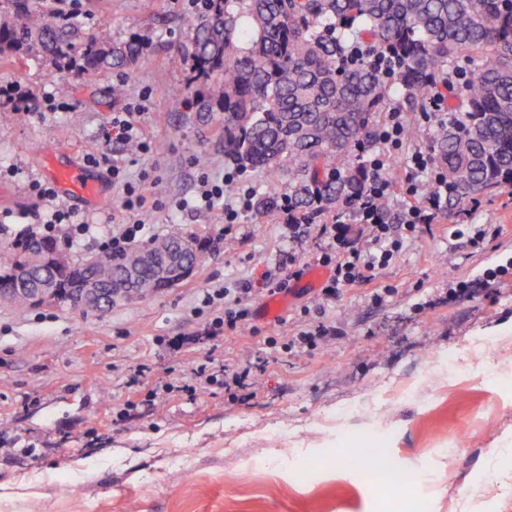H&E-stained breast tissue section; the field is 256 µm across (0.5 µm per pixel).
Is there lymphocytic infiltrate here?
Returning <instances> with one entry per match:
<instances>
[{"instance_id":"1","label":"lymphocytic infiltrate","mask_w":512,"mask_h":512,"mask_svg":"<svg viewBox=\"0 0 512 512\" xmlns=\"http://www.w3.org/2000/svg\"><path fill=\"white\" fill-rule=\"evenodd\" d=\"M411 172L405 193L408 197L403 211V223L390 224L381 208L384 200L390 199L394 186L383 173V157L371 156L366 164L371 174L368 188L360 198L356 212L360 218L363 240L350 244L341 234H330L321 254V266L330 270V275L321 288L323 297H335L337 289L345 285H366L372 282L376 268L389 264L398 253L406 238L414 236L417 227L432 223L436 214L448 200V182L435 166L431 156L415 152L406 159ZM238 168L225 169L221 180H202L192 206L193 211H212L222 206L225 223H234L239 214L253 207V190L237 188ZM114 180L122 181L124 199L123 211L128 217L120 224L118 231L106 236L101 249L122 252L131 248L144 229L142 214L148 210L153 198L155 183L148 177H140L138 183L123 182L120 170H113ZM235 189L233 200H225V189Z\"/></svg>"}]
</instances>
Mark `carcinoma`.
Returning a JSON list of instances; mask_svg holds the SVG:
<instances>
[{
  "mask_svg": "<svg viewBox=\"0 0 512 512\" xmlns=\"http://www.w3.org/2000/svg\"><path fill=\"white\" fill-rule=\"evenodd\" d=\"M47 0H0V63L34 58L96 76L147 62L140 37L85 35ZM187 25L185 103L224 114V157L269 176L288 173V205L311 222L353 208L370 173L350 162L377 143L390 97L355 41L394 56L407 111L424 112L443 83L450 119L433 136L448 208L512 188V0H197ZM32 236L0 251V282L26 263ZM104 287L122 275L116 258Z\"/></svg>",
  "mask_w": 512,
  "mask_h": 512,
  "instance_id": "1",
  "label": "carcinoma"
}]
</instances>
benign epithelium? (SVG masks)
<instances>
[{"label":"benign epithelium","instance_id":"7a95c632","mask_svg":"<svg viewBox=\"0 0 512 512\" xmlns=\"http://www.w3.org/2000/svg\"><path fill=\"white\" fill-rule=\"evenodd\" d=\"M197 242L192 237L183 238L179 242V251L164 257V264L174 265L179 275L173 278L164 277L156 291L173 288L188 279L194 272V266L183 260V256L195 253ZM158 261L157 255L151 250H139L131 258L122 260L124 275L112 281V292L108 293L101 286L95 274L98 266L97 258L89 255L74 259L67 251L57 247H45L32 259V263L47 265L57 271L68 273L77 265H82L79 272L69 276L65 282L49 279L35 288H1L0 302H25L33 307L53 306L67 300L74 309L106 311L121 296L138 295V268L142 264Z\"/></svg>","mask_w":512,"mask_h":512}]
</instances>
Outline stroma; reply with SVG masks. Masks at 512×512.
<instances>
[{
	"label": "stroma",
	"mask_w": 512,
	"mask_h": 512,
	"mask_svg": "<svg viewBox=\"0 0 512 512\" xmlns=\"http://www.w3.org/2000/svg\"><path fill=\"white\" fill-rule=\"evenodd\" d=\"M87 33L145 39L149 62L88 79L29 60L0 67V81L58 93L66 111L41 115L28 104L0 109V248L36 225L50 207L29 188L48 182L46 165L79 164L100 193L58 198L99 233L112 228L122 188L157 180L160 208L145 214L143 238L183 233L206 256L177 287L114 303L101 312L58 306L20 313L0 305V512H512V190L480 195L465 211L441 210L371 286H344L318 302L290 280L292 300L274 318L260 312L264 274L287 255L317 266L321 225L290 240L279 212L250 211L232 224L219 212L177 208L202 177L224 173V117L200 122L185 104L181 45L187 0H67ZM125 92L113 97L112 86ZM150 152L129 151L103 134L112 116L138 103ZM421 137L386 153L398 190L388 215L400 223L407 154L431 150L438 120L406 113ZM105 156L92 165L88 155ZM483 232L479 247L470 238ZM252 290V327L209 334L203 291ZM385 289L373 303L372 288ZM335 327L330 343L303 352L283 342L307 324ZM278 347H270L269 339ZM499 347L475 359L473 345ZM250 362L253 375L229 399L222 382L190 392L192 370ZM178 396L120 418L112 408L144 399L155 383ZM385 446L409 477L399 495L373 471L335 467L336 449Z\"/></svg>",
	"instance_id": "1"
}]
</instances>
